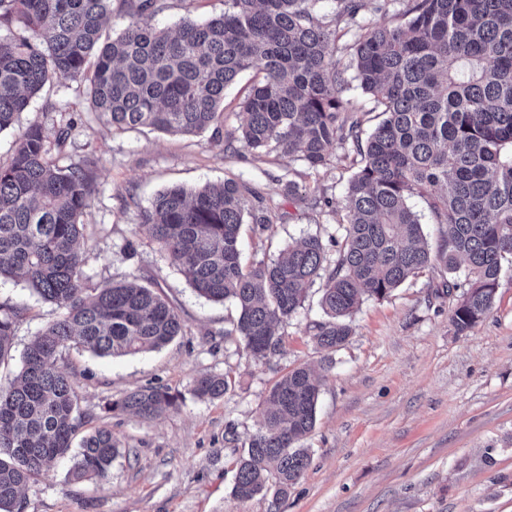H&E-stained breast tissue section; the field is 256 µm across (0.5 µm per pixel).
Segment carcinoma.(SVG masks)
I'll return each instance as SVG.
<instances>
[{"label":"carcinoma","instance_id":"carcinoma-1","mask_svg":"<svg viewBox=\"0 0 512 512\" xmlns=\"http://www.w3.org/2000/svg\"><path fill=\"white\" fill-rule=\"evenodd\" d=\"M316 2L224 0L222 15L172 33L152 23L161 0H125L127 27L104 41L112 0H0V132L45 85L87 80L91 111L116 129L200 134L219 129L224 90L242 72L262 74L241 103L240 140L250 151L316 170L335 142L354 147L344 233L329 236L334 267L319 235L276 260L243 266L242 225L264 233L272 210L233 179L170 188L141 210V223L199 297L236 305L224 341L241 343L256 361L282 351L279 326L323 281L313 339L329 368L363 301L386 298L429 267L450 275L436 295L460 291L452 315L458 332L493 309L503 262L512 259V0H338V17L355 31L347 70L336 69V30L314 13ZM389 12V23L366 21ZM353 83L384 116L364 141L362 119L342 98ZM74 127L71 118L51 138L30 124L0 166V283L21 279L60 310L24 350L19 374L0 384V512H24L25 490L60 458L72 455L74 481L100 486L113 461L129 454L105 427L82 433L86 415L75 374L59 364L63 350L137 355L183 334L155 289L87 284L78 239L93 170L89 162L59 166L49 147L63 150ZM414 196L440 225L434 252L409 204ZM22 313L0 304V366L12 359ZM320 385L299 366L270 388L263 427L236 461L235 498L271 491L276 505L303 478ZM230 389L226 374L193 380L201 401ZM179 406L172 388L146 385L103 410L151 420Z\"/></svg>","mask_w":512,"mask_h":512}]
</instances>
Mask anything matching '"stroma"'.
Listing matches in <instances>:
<instances>
[{
    "label": "stroma",
    "mask_w": 512,
    "mask_h": 512,
    "mask_svg": "<svg viewBox=\"0 0 512 512\" xmlns=\"http://www.w3.org/2000/svg\"><path fill=\"white\" fill-rule=\"evenodd\" d=\"M224 11V0H164L154 22L174 28ZM239 75L224 92L220 132L170 134L118 131L91 111L87 83L61 81L35 95L14 126L0 133V164L34 122L55 131L77 125L60 166L90 161L95 182L81 218L83 272L91 284L135 279L156 288L177 309L183 333L161 350L96 357L77 348L65 360L77 373L80 411L91 427L111 429L130 457L117 458L101 487L72 481L60 460L26 492L25 512H512V266H505L491 313L457 332L456 295L435 297L447 280L441 267L408 279L388 297L366 300L353 333L323 373L316 425L307 440L311 464L279 507L271 494L232 495L234 440L263 423L264 399L276 380L305 364L320 367L311 339L322 312L317 297L283 324L285 351L270 362L246 357L226 342L231 302L198 297L168 255L149 240L140 209L172 186L188 189L227 178L249 183L272 208L263 235L243 231V260H271L303 236L337 233L354 171L351 144H334L326 166L299 167L294 194L279 177L285 160L257 155L239 139L241 103L255 82ZM0 302L22 307L12 337L14 361L0 383L19 371V355L59 311L24 283L0 284ZM229 374L224 398L192 393L202 374ZM147 384L178 390L179 410L153 420L132 414L98 418L100 405Z\"/></svg>",
    "instance_id": "stroma-1"
}]
</instances>
